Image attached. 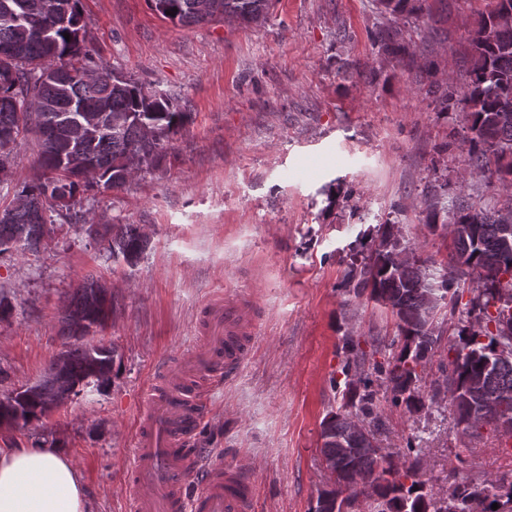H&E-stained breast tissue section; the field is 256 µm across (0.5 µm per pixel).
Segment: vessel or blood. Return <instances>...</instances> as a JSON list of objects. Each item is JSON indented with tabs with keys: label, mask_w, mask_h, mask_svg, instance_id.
Masks as SVG:
<instances>
[{
	"label": "vessel or blood",
	"mask_w": 512,
	"mask_h": 512,
	"mask_svg": "<svg viewBox=\"0 0 512 512\" xmlns=\"http://www.w3.org/2000/svg\"><path fill=\"white\" fill-rule=\"evenodd\" d=\"M255 319L239 298L199 312L203 346L183 374L153 382L138 420L128 469V512H254V484L240 466L202 465L197 431L222 377L236 374L251 348Z\"/></svg>",
	"instance_id": "obj_1"
}]
</instances>
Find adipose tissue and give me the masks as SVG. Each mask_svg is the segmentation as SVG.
<instances>
[{"mask_svg": "<svg viewBox=\"0 0 512 512\" xmlns=\"http://www.w3.org/2000/svg\"><path fill=\"white\" fill-rule=\"evenodd\" d=\"M0 512H87L71 459L46 448L0 450Z\"/></svg>", "mask_w": 512, "mask_h": 512, "instance_id": "1", "label": "adipose tissue"}]
</instances>
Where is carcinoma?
Listing matches in <instances>:
<instances>
[{
  "label": "carcinoma",
  "mask_w": 512,
  "mask_h": 512,
  "mask_svg": "<svg viewBox=\"0 0 512 512\" xmlns=\"http://www.w3.org/2000/svg\"><path fill=\"white\" fill-rule=\"evenodd\" d=\"M477 19L468 42L469 81L461 87L431 83L445 112L465 114L471 136L468 166L489 171L494 157L497 180L512 184V21L498 22L500 2ZM55 0H0V158H10L21 135L32 131L38 145L40 178L14 188L0 208V244L30 252L47 244L55 225L85 226L90 237L107 240L112 261L132 266L148 246L134 224H93L82 212L89 193L103 187L122 190L150 173L166 156L190 113L172 95L117 74L96 60L86 45L80 0H64L67 17ZM381 11L414 15L423 0H375ZM159 16L183 27L226 18L246 24L266 22L272 0H149ZM175 8L171 16L166 11ZM70 39H65L64 34ZM374 42L385 53L406 52L395 30H380ZM425 224L442 226L452 237L454 254L445 267L412 253L401 276L394 274V249L381 244L392 237L382 227L378 244L351 266L347 285L359 297L390 306L394 336L376 337L370 349L345 336L344 359L330 387L340 404L321 422V457L329 466L317 501L326 512H345L363 498L369 512H512V473L476 482L448 473V493L436 496L422 470V449L407 444L396 453L365 450L364 432L380 422L373 378H383L393 404L409 412L425 408L416 387L424 366L441 344V335L425 328L439 305H427L434 293L456 321L460 343L448 345V363L433 396L454 407L456 425L473 437L486 426L512 436V208H479L459 199L445 204L427 200ZM477 284L463 300L460 285ZM114 308L110 288L93 274L74 289L60 319L59 334L76 343L66 346L42 378L22 392L23 399L0 407V418L21 414L24 424L41 420L78 388L108 384L120 357L115 347L83 343L88 328L106 326ZM83 325L82 334L74 327ZM498 504L492 509V504Z\"/></svg>",
  "instance_id": "obj_1"
}]
</instances>
